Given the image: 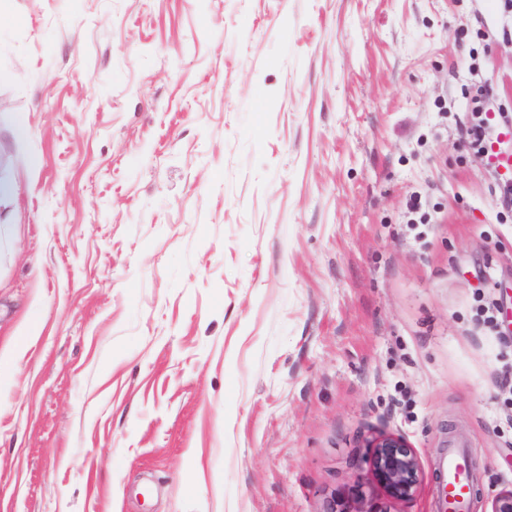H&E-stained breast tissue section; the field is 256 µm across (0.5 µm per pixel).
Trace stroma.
Segmentation results:
<instances>
[{
  "label": "stroma",
  "instance_id": "obj_1",
  "mask_svg": "<svg viewBox=\"0 0 512 512\" xmlns=\"http://www.w3.org/2000/svg\"><path fill=\"white\" fill-rule=\"evenodd\" d=\"M8 10L0 512H439L455 441L512 490V0ZM484 91L477 89L476 94L471 97V112L474 115V121L468 130L469 146L477 153H485L487 149L486 124L489 122L488 113L484 112ZM483 115L485 117H483ZM371 449L372 475L393 499L411 500L418 488L420 462L405 442L391 435H381L368 441Z\"/></svg>",
  "mask_w": 512,
  "mask_h": 512
}]
</instances>
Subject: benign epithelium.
Returning a JSON list of instances; mask_svg holds the SVG:
<instances>
[{
    "label": "benign epithelium",
    "instance_id": "benign-epithelium-1",
    "mask_svg": "<svg viewBox=\"0 0 512 512\" xmlns=\"http://www.w3.org/2000/svg\"><path fill=\"white\" fill-rule=\"evenodd\" d=\"M371 448L372 475L393 499L411 500L418 488L420 462L405 442L391 435H381L368 441Z\"/></svg>",
    "mask_w": 512,
    "mask_h": 512
}]
</instances>
